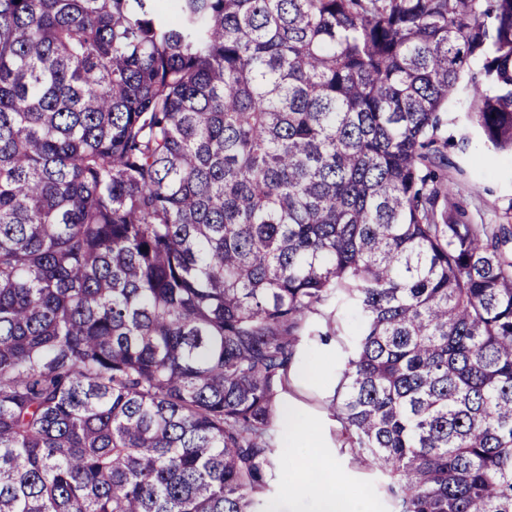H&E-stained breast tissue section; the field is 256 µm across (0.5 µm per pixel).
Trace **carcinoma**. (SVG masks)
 Wrapping results in <instances>:
<instances>
[{
  "label": "carcinoma",
  "instance_id": "carcinoma-1",
  "mask_svg": "<svg viewBox=\"0 0 512 512\" xmlns=\"http://www.w3.org/2000/svg\"><path fill=\"white\" fill-rule=\"evenodd\" d=\"M473 133L512 155V0H0V512H255L344 305L329 408L394 512H512Z\"/></svg>",
  "mask_w": 512,
  "mask_h": 512
}]
</instances>
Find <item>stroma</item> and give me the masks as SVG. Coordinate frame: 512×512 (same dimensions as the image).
Listing matches in <instances>:
<instances>
[{
	"label": "stroma",
	"instance_id": "obj_1",
	"mask_svg": "<svg viewBox=\"0 0 512 512\" xmlns=\"http://www.w3.org/2000/svg\"><path fill=\"white\" fill-rule=\"evenodd\" d=\"M461 168L460 179L467 186L464 193L473 214L486 219L503 216L512 207V159L487 153L479 137H472L467 154L449 153ZM342 340L324 343L315 336L302 337L297 364L299 368L316 365L314 377L304 379L297 371L290 373L288 390L282 400L292 406L310 431L301 444L289 441L286 429H279L274 445L279 452L268 472V487L260 495L259 512H268L278 504L280 512H292L298 484L308 468L332 467L338 474L342 492L355 512H390L391 504L382 490L384 479L370 467L355 463L338 436L339 425L328 410L336 387V370L343 361V347L351 343L357 327L356 315L343 313Z\"/></svg>",
	"mask_w": 512,
	"mask_h": 512
}]
</instances>
